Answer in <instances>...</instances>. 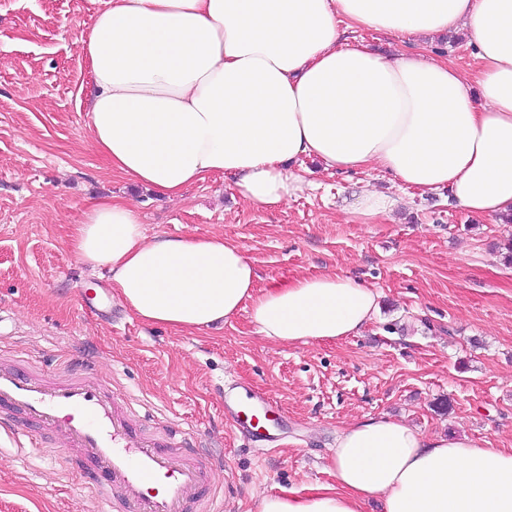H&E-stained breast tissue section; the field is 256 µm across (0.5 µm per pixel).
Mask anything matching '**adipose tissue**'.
Instances as JSON below:
<instances>
[{"label":"adipose tissue","instance_id":"obj_1","mask_svg":"<svg viewBox=\"0 0 512 512\" xmlns=\"http://www.w3.org/2000/svg\"><path fill=\"white\" fill-rule=\"evenodd\" d=\"M463 28L472 77L358 36ZM81 48L93 144L161 196L218 174L250 206L273 208L301 191L295 165L311 157L512 217V0H106ZM70 244L148 324L202 330L246 310L270 340L333 342L377 313V292L346 276L257 287L237 243L147 237L136 208L110 197L84 206ZM327 469L333 485L261 497L256 512H364L373 500L382 512H512V448L383 415L342 431Z\"/></svg>","mask_w":512,"mask_h":512}]
</instances>
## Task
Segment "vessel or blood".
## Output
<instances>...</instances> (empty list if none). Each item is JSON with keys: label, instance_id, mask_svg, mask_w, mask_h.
<instances>
[{"label": "vessel or blood", "instance_id": "vessel-or-blood-1", "mask_svg": "<svg viewBox=\"0 0 512 512\" xmlns=\"http://www.w3.org/2000/svg\"><path fill=\"white\" fill-rule=\"evenodd\" d=\"M267 392L249 395L228 412L240 432H252L251 414L270 407ZM20 412L82 449L105 476L99 495L124 512H223L213 485L216 466L194 449L184 429L148 433L134 424L135 408L123 393L101 384L93 369L67 383L33 379L0 368V410Z\"/></svg>", "mask_w": 512, "mask_h": 512}]
</instances>
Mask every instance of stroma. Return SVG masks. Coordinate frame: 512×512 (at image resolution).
<instances>
[{"mask_svg": "<svg viewBox=\"0 0 512 512\" xmlns=\"http://www.w3.org/2000/svg\"><path fill=\"white\" fill-rule=\"evenodd\" d=\"M100 0H0V365L64 381L92 362L99 379L178 427L193 426L225 512L326 484L338 433L367 415L425 434L456 433L512 448V224L467 214L440 190L421 195L382 172L322 171L274 210L235 198L212 176L170 200L117 172L92 146L91 75L80 36ZM380 50L448 58L474 68L466 31L411 42L368 33ZM396 199L363 221L365 194ZM132 203L148 236L221 234L243 246L258 287L301 276L345 275L379 294L376 319L336 342L270 341L248 311L195 332L149 325L120 301L111 319L80 306L83 288H111L81 263L71 226L89 200ZM277 409L258 436L237 433L225 404L249 389ZM450 410H442V402ZM82 451L39 426L18 433L0 417V512H103Z\"/></svg>", "mask_w": 512, "mask_h": 512, "instance_id": "obj_1", "label": "stroma"}]
</instances>
